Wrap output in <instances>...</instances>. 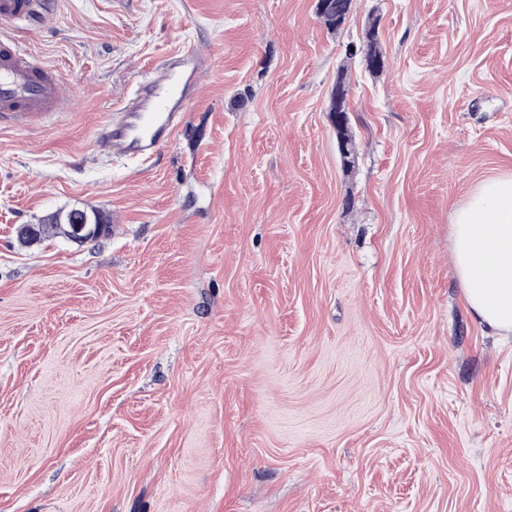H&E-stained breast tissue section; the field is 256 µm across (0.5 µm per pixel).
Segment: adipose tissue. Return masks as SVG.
<instances>
[{"mask_svg": "<svg viewBox=\"0 0 512 512\" xmlns=\"http://www.w3.org/2000/svg\"><path fill=\"white\" fill-rule=\"evenodd\" d=\"M458 279L476 322L512 335V174L478 185L453 212Z\"/></svg>", "mask_w": 512, "mask_h": 512, "instance_id": "ef3b65f1", "label": "adipose tissue"}]
</instances>
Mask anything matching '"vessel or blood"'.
Here are the masks:
<instances>
[{"instance_id": "vessel-or-blood-1", "label": "vessel or blood", "mask_w": 512, "mask_h": 512, "mask_svg": "<svg viewBox=\"0 0 512 512\" xmlns=\"http://www.w3.org/2000/svg\"><path fill=\"white\" fill-rule=\"evenodd\" d=\"M46 16L45 0H0V125L21 132L34 119L65 111L70 105L54 71L14 41L19 23H38ZM213 65L212 56L190 46L156 62L138 80L118 118L96 131L100 154L153 158L183 122L188 106L200 95L201 74Z\"/></svg>"}]
</instances>
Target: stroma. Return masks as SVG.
<instances>
[{"label": "stroma", "instance_id": "obj_1", "mask_svg": "<svg viewBox=\"0 0 512 512\" xmlns=\"http://www.w3.org/2000/svg\"><path fill=\"white\" fill-rule=\"evenodd\" d=\"M48 0L70 107L0 126V512H512V337L450 215L512 173V0ZM378 16L382 72L346 47ZM217 66L95 155L156 60ZM355 162L328 112L340 68ZM71 209L110 230L31 243ZM329 5L317 8V13L330 29H337L345 23L351 11L352 0H328ZM214 65L212 56L189 46L150 67L136 83L118 118L94 135L101 155L148 160L168 143L201 92L200 75ZM74 211H79V210L75 209V210H70V211L64 212L65 214L62 218H60L61 212H57V213L51 215L50 217H48L47 219H44V221H46V222H44V224L39 225V238L38 239H40L41 237H43V238L44 237H63V238H65V231H64L63 227H61L60 224H67L70 213L74 212ZM21 233L28 235V236H35L38 233V229L32 225H26L20 229V234ZM22 236L23 237H21V239L24 242H32V241L38 240V239L28 238L27 236H24V235H22Z\"/></svg>", "mask_w": 512, "mask_h": 512}]
</instances>
